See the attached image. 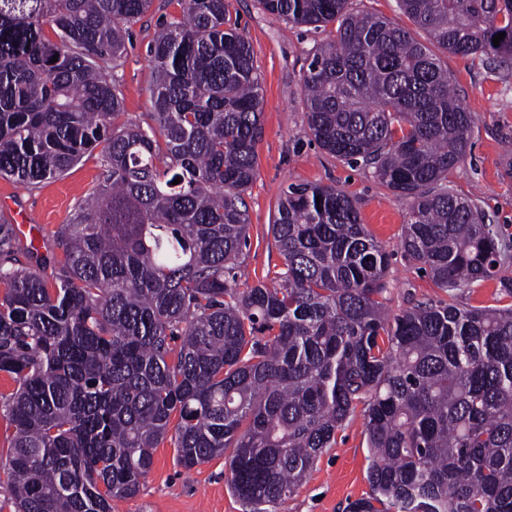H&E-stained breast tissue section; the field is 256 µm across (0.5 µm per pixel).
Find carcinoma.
I'll use <instances>...</instances> for the list:
<instances>
[{"mask_svg":"<svg viewBox=\"0 0 512 512\" xmlns=\"http://www.w3.org/2000/svg\"><path fill=\"white\" fill-rule=\"evenodd\" d=\"M180 2L149 50L160 141L119 122L115 78L152 0H0V177L31 190L104 144L97 189L56 232L63 261L0 223L5 504L112 512L168 438L186 469L231 450L232 493L269 512L361 404L370 493L348 512H512V305L389 316V254L334 186L283 192L282 267L242 279L263 132L253 50L229 0ZM260 4L337 25L303 76L308 128L409 201L405 254L447 290L493 277L494 225L448 189L472 117L439 53L512 65V0H398L428 45L352 0Z\"/></svg>","mask_w":512,"mask_h":512,"instance_id":"1","label":"carcinoma"}]
</instances>
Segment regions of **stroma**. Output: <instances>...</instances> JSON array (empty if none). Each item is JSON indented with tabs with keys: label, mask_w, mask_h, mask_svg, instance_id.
Here are the masks:
<instances>
[{
	"label": "stroma",
	"mask_w": 512,
	"mask_h": 512,
	"mask_svg": "<svg viewBox=\"0 0 512 512\" xmlns=\"http://www.w3.org/2000/svg\"><path fill=\"white\" fill-rule=\"evenodd\" d=\"M230 12L250 42L261 82L263 134L257 145L258 175L246 193L250 226L243 269L249 281L274 272L281 260L269 224L279 197L291 185L333 186L354 202L360 220L389 253L381 300L396 315L420 302L451 301L464 307H500L511 302L512 261L491 279L453 292L439 288L401 246L408 203L382 185L363 163L326 154L307 126L303 75L312 53L336 37L335 25L315 30L294 26L266 12L257 0H230ZM182 13L180 0H153L131 27L127 52L116 71L123 121L153 127L149 87L153 71L148 49L159 21ZM446 64L462 103L474 120L471 145L450 178L452 192L474 199L500 237L512 243V67L448 57ZM102 152L85 154L65 175L26 190L0 178V200L25 206L44 228L41 254L62 260L54 243L77 204L99 183ZM369 450L362 413H354L336 433L334 447L315 461L306 479L276 512H346L367 496ZM229 471L217 457L192 469L176 460L170 441L154 451L153 466L140 493L112 504V512H246L228 486Z\"/></svg>",
	"instance_id": "1"
}]
</instances>
